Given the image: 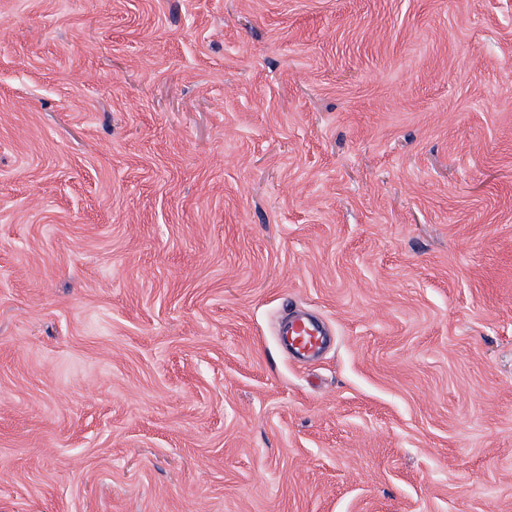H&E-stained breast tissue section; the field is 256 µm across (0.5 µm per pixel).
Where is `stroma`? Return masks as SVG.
Returning a JSON list of instances; mask_svg holds the SVG:
<instances>
[{
  "instance_id": "obj_1",
  "label": "stroma",
  "mask_w": 512,
  "mask_h": 512,
  "mask_svg": "<svg viewBox=\"0 0 512 512\" xmlns=\"http://www.w3.org/2000/svg\"><path fill=\"white\" fill-rule=\"evenodd\" d=\"M0 512H512V0H0ZM285 335L288 336V345L291 349L305 353L319 346L324 333L319 325L306 318L292 316L288 321Z\"/></svg>"
}]
</instances>
